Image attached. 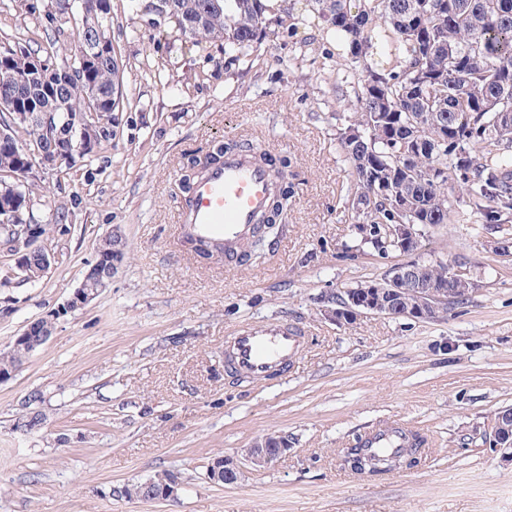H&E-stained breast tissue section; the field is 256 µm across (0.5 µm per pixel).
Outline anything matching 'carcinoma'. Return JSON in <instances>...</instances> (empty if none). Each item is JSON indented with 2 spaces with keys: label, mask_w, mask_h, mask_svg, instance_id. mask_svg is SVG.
Here are the masks:
<instances>
[{
  "label": "carcinoma",
  "mask_w": 512,
  "mask_h": 512,
  "mask_svg": "<svg viewBox=\"0 0 512 512\" xmlns=\"http://www.w3.org/2000/svg\"><path fill=\"white\" fill-rule=\"evenodd\" d=\"M315 18L336 31L343 52L336 73L350 89L356 116L338 141L355 190L352 207L358 224H415L420 234L442 224L475 223L486 229L512 224V0H315ZM74 0H51L47 18L55 33L73 15ZM171 19L195 43L224 41V53L237 60L260 40L268 23L267 0H157L147 4ZM112 11L86 20L66 38L46 45L19 39L0 47L8 69L30 77L16 96L0 82V126L30 150L54 147L68 154L84 141L94 149L112 139L120 110L119 74L114 54L94 65L83 63L98 37H109ZM378 44L388 47L381 67L365 65ZM66 53L58 63L59 53ZM109 112L102 126L90 109ZM18 112L42 114L32 125ZM31 157L0 145V207L9 206L14 223L32 224ZM466 192L462 208L455 188ZM65 212L54 210L42 233L63 235ZM365 241L378 256H410L396 243ZM127 250L121 234H109L97 256ZM427 288H455L454 305L470 297V279H448L446 261H422ZM22 282L44 277L42 258L32 254ZM31 356L23 347L0 355V367H20Z\"/></svg>",
  "instance_id": "1"
}]
</instances>
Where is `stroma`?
I'll list each match as a JSON object with an SVG mask.
<instances>
[{"mask_svg":"<svg viewBox=\"0 0 512 512\" xmlns=\"http://www.w3.org/2000/svg\"><path fill=\"white\" fill-rule=\"evenodd\" d=\"M149 0H112L111 38L124 98L117 135L90 160L60 164L33 195L37 220L64 207L70 232L49 238L41 282L0 290V353L26 323L69 298L101 239L120 231L125 266L83 310L0 382V512H512V461L492 422L512 409V246L478 224L430 229L422 260L467 263L478 285L435 320L326 319L322 300L383 279L401 258L352 244L350 176L337 144L355 106L338 88L336 35L299 20L307 0H274L257 50L229 61L198 46ZM49 0H0V47L43 34ZM219 141L287 160L294 197L256 265L202 260L180 242L176 203L187 156ZM287 319L307 336L300 359L267 382L224 372L235 326ZM40 430L13 423L31 391ZM397 422L426 436L412 470L352 475L340 449ZM287 434L288 456L235 486L206 466L259 435ZM175 473L165 502L116 490Z\"/></svg>","mask_w":512,"mask_h":512,"instance_id":"1","label":"stroma"}]
</instances>
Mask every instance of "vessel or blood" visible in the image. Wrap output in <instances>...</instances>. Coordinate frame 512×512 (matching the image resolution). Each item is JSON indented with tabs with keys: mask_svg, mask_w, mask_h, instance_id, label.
I'll list each match as a JSON object with an SVG mask.
<instances>
[{
	"mask_svg": "<svg viewBox=\"0 0 512 512\" xmlns=\"http://www.w3.org/2000/svg\"><path fill=\"white\" fill-rule=\"evenodd\" d=\"M272 191L268 165L250 150L242 148L207 162L177 209L185 244L194 251L223 246L225 261L235 262L268 209ZM303 343L301 329L275 321L240 327L230 337L229 350L236 369L265 380L296 361ZM409 445V435L399 425L380 427L365 440L372 451Z\"/></svg>",
	"mask_w": 512,
	"mask_h": 512,
	"instance_id": "obj_1",
	"label": "vessel or blood"
}]
</instances>
